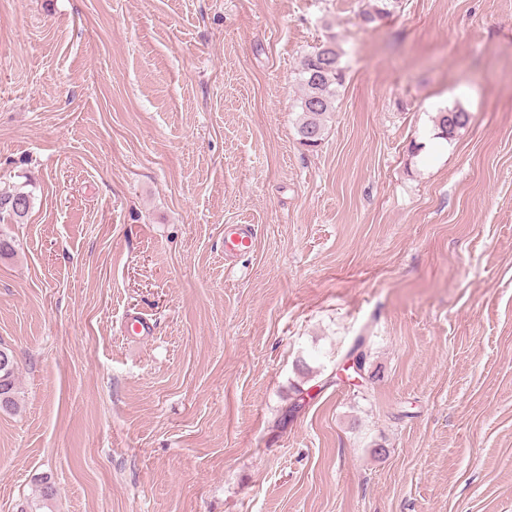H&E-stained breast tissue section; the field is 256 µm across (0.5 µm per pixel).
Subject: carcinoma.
<instances>
[{
	"label": "carcinoma",
	"instance_id": "1",
	"mask_svg": "<svg viewBox=\"0 0 512 512\" xmlns=\"http://www.w3.org/2000/svg\"><path fill=\"white\" fill-rule=\"evenodd\" d=\"M344 78L342 52L334 42L321 45L300 61L298 79L303 92L299 101L298 133L302 144L315 147L322 140L323 119L334 110L337 89L343 85ZM469 120L466 110L453 108L438 113L436 127L442 138L451 139ZM31 205V196L25 192H0V218L7 215L21 221L28 215ZM3 354L9 357L10 363L0 367V411L10 413L17 406V361L11 349L0 346V356Z\"/></svg>",
	"mask_w": 512,
	"mask_h": 512
}]
</instances>
